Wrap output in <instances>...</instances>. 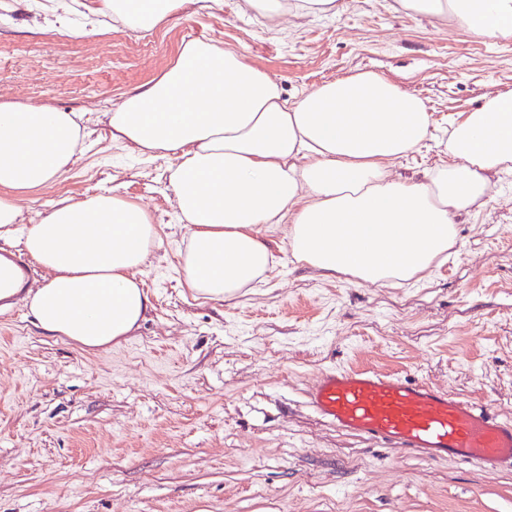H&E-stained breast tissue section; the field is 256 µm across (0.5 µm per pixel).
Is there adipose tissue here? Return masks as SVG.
<instances>
[{"instance_id": "ef3b65f1", "label": "adipose tissue", "mask_w": 512, "mask_h": 512, "mask_svg": "<svg viewBox=\"0 0 512 512\" xmlns=\"http://www.w3.org/2000/svg\"><path fill=\"white\" fill-rule=\"evenodd\" d=\"M188 0H96L78 13L54 0L71 29L109 16L151 31ZM279 24L336 14L337 0H243ZM395 11L448 21L483 38L512 36V0H394ZM113 142L167 158L168 185L189 235L181 252L188 288L228 301L267 272L260 228L283 224L294 258L363 284L418 279L453 247L457 220L512 169V94L452 123L448 162L420 177L392 174L432 132L417 96L372 72L324 83L291 102L279 84L215 43L183 44L175 64L109 114ZM76 112L0 101V239L19 237L48 273L28 287L13 252L0 254V312L23 300L38 326L85 350H105L137 330L152 307L139 273L158 240L149 211L119 191L58 201L22 221L18 195L66 173L83 145Z\"/></svg>"}]
</instances>
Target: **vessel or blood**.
I'll return each instance as SVG.
<instances>
[{
  "label": "vessel or blood",
  "mask_w": 512,
  "mask_h": 512,
  "mask_svg": "<svg viewBox=\"0 0 512 512\" xmlns=\"http://www.w3.org/2000/svg\"><path fill=\"white\" fill-rule=\"evenodd\" d=\"M308 398L339 432L433 460L512 466V419L431 383L374 367H335L320 374Z\"/></svg>",
  "instance_id": "vessel-or-blood-1"
}]
</instances>
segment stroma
<instances>
[{
    "label": "stroma",
    "mask_w": 512,
    "mask_h": 512,
    "mask_svg": "<svg viewBox=\"0 0 512 512\" xmlns=\"http://www.w3.org/2000/svg\"><path fill=\"white\" fill-rule=\"evenodd\" d=\"M0 9V100L81 113L88 137L69 170L22 192L24 223L57 201L120 187L159 242L140 278L152 308L106 350L46 335L24 305L0 313V512H512V471L429 460L347 436L311 410L332 366L375 367L463 394L512 417V171L458 219L444 260L411 285H362L293 259L286 227H264L274 262L231 301L182 282L168 159L132 154L106 117L201 39L242 54L296 100L371 71L420 97L432 136L394 162H445L439 140L485 98L512 94V39L340 0L336 16L271 30L242 0H192L158 29L49 31L24 0Z\"/></svg>",
    "instance_id": "stroma-1"
}]
</instances>
